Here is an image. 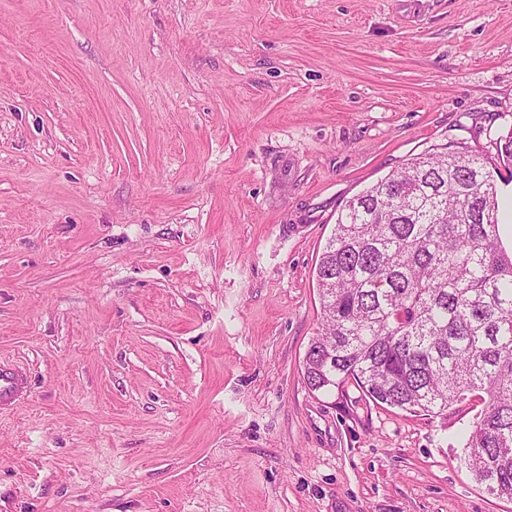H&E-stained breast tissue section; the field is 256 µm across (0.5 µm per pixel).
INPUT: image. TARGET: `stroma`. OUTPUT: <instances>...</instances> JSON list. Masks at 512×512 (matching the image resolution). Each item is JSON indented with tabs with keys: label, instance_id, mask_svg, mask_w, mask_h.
Returning a JSON list of instances; mask_svg holds the SVG:
<instances>
[{
	"label": "stroma",
	"instance_id": "stroma-1",
	"mask_svg": "<svg viewBox=\"0 0 512 512\" xmlns=\"http://www.w3.org/2000/svg\"><path fill=\"white\" fill-rule=\"evenodd\" d=\"M510 135L512 0H0V512H512L302 367L345 202ZM27 374L20 363L0 358V411L24 399Z\"/></svg>",
	"mask_w": 512,
	"mask_h": 512
}]
</instances>
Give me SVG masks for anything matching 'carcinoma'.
Listing matches in <instances>:
<instances>
[{
	"instance_id": "obj_1",
	"label": "carcinoma",
	"mask_w": 512,
	"mask_h": 512,
	"mask_svg": "<svg viewBox=\"0 0 512 512\" xmlns=\"http://www.w3.org/2000/svg\"><path fill=\"white\" fill-rule=\"evenodd\" d=\"M499 176L444 144L348 200L316 268L323 319L303 368L313 392L353 384L415 415L481 397L457 459L512 500V253Z\"/></svg>"
}]
</instances>
